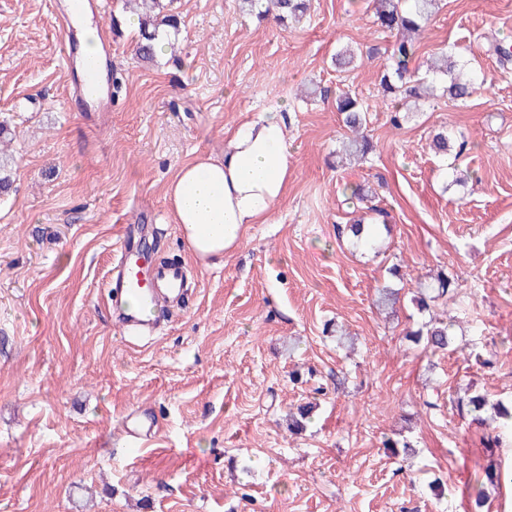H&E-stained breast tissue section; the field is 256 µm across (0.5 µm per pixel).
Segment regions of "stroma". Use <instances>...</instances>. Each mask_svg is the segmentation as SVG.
I'll return each instance as SVG.
<instances>
[{
	"label": "stroma",
	"mask_w": 512,
	"mask_h": 512,
	"mask_svg": "<svg viewBox=\"0 0 512 512\" xmlns=\"http://www.w3.org/2000/svg\"><path fill=\"white\" fill-rule=\"evenodd\" d=\"M113 76L108 112L68 95L58 0H0V512H488L512 502V444L461 413L466 389L512 399V0H439L415 55L458 46L484 87L464 103L404 100L401 127L378 94L395 36L372 0H312L281 26L239 0H175L174 52L135 56L137 32L113 31L123 0H104ZM362 49L355 68L331 62ZM362 98L374 145L340 164L334 99ZM282 109L293 174L269 224L201 263L165 198L178 167L224 152L226 131ZM464 135L451 183L430 150ZM387 217L375 240L349 224ZM153 263L182 265L190 288L153 336L127 341L107 304L126 225ZM399 267L401 301L377 308ZM455 278L453 348L405 337L422 317L409 298L428 273ZM476 346V363L463 355ZM309 403L305 431L288 412ZM151 418L131 445L124 418ZM410 443L411 458L390 443ZM506 481L485 482L489 466Z\"/></svg>",
	"instance_id": "35a3bbf8"
}]
</instances>
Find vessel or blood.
<instances>
[{
  "instance_id": "obj_1",
  "label": "vessel or blood",
  "mask_w": 512,
  "mask_h": 512,
  "mask_svg": "<svg viewBox=\"0 0 512 512\" xmlns=\"http://www.w3.org/2000/svg\"><path fill=\"white\" fill-rule=\"evenodd\" d=\"M101 0H69L61 20L65 45L77 42V34L88 18L100 17ZM110 45H103L99 55L83 56L69 63L72 91L87 97L90 109L106 112L112 107L110 80ZM107 286L112 309L132 335H153L164 313L186 298V273L178 265L142 268L133 254L130 240H123L112 257Z\"/></svg>"
}]
</instances>
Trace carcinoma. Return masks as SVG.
<instances>
[{
    "label": "carcinoma",
    "mask_w": 512,
    "mask_h": 512,
    "mask_svg": "<svg viewBox=\"0 0 512 512\" xmlns=\"http://www.w3.org/2000/svg\"><path fill=\"white\" fill-rule=\"evenodd\" d=\"M151 10L141 16L139 22V39L136 54L146 62L155 58V44L162 34L178 33L179 18L167 8L174 0H150ZM246 11L259 18L269 16L276 11L275 19L283 24L290 19L298 20L307 11L309 0H240ZM377 21L380 27L396 32V41L389 50L390 67L380 77V95L385 100L397 98H419L424 90L423 82L417 78L416 71L410 68L415 56L412 35L422 31L430 20L436 0H374ZM489 51L502 66L512 63V46L503 40L490 43ZM446 76L444 91L451 100L465 101L476 90L477 81L473 74L465 71L454 56L446 59ZM336 110L343 115L342 122L350 132L345 144V151L363 158L372 150V141L367 134V108L355 96L348 92L336 98ZM452 280L444 271L437 272L428 283L418 285L411 298L419 313H426L430 320L424 327L406 331V338L412 343L424 344L432 351L445 350L451 343L448 333L449 324L437 319L434 308L436 302L448 296ZM457 408L471 416V423L483 426L493 421L498 423L499 432L494 436L496 445L502 444V437L512 433V401L492 400L486 394H473L457 400Z\"/></svg>",
    "instance_id": "carcinoma-1"
}]
</instances>
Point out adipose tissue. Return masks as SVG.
<instances>
[{
  "label": "adipose tissue",
  "mask_w": 512,
  "mask_h": 512,
  "mask_svg": "<svg viewBox=\"0 0 512 512\" xmlns=\"http://www.w3.org/2000/svg\"><path fill=\"white\" fill-rule=\"evenodd\" d=\"M286 134L282 113L267 112L227 135L223 157L179 168L166 198L191 250L223 255L249 225L269 223L292 173Z\"/></svg>",
  "instance_id": "1"
}]
</instances>
